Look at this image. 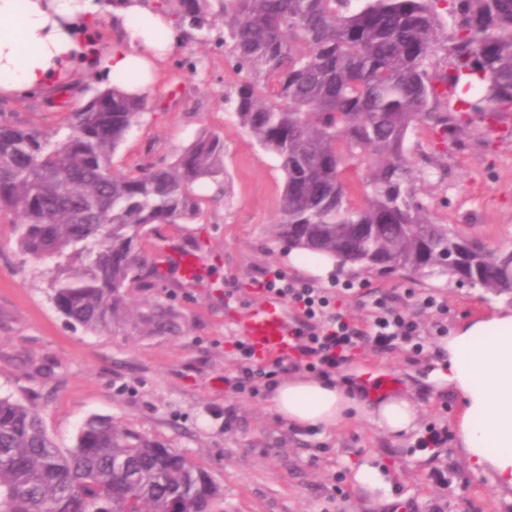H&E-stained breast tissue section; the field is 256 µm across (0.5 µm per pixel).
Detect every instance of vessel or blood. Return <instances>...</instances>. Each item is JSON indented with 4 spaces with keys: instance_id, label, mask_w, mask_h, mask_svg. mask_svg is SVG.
<instances>
[{
    "instance_id": "vessel-or-blood-1",
    "label": "vessel or blood",
    "mask_w": 512,
    "mask_h": 512,
    "mask_svg": "<svg viewBox=\"0 0 512 512\" xmlns=\"http://www.w3.org/2000/svg\"><path fill=\"white\" fill-rule=\"evenodd\" d=\"M157 258L161 266L175 267L183 280H195L200 274V258L178 246L161 247ZM236 332L246 339L255 355L265 359L287 355L296 344L288 304L274 294L264 295L250 306L238 319Z\"/></svg>"
}]
</instances>
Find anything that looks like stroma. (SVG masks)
I'll return each instance as SVG.
<instances>
[{"instance_id": "stroma-1", "label": "stroma", "mask_w": 512, "mask_h": 512, "mask_svg": "<svg viewBox=\"0 0 512 512\" xmlns=\"http://www.w3.org/2000/svg\"><path fill=\"white\" fill-rule=\"evenodd\" d=\"M239 81L214 41L180 42L160 63L144 114L112 158L120 174L171 163L204 131L224 141L226 198L204 204L193 223L156 225L142 243L149 260L162 244L197 250L203 276L185 282L169 270L126 296L143 309L170 306L175 331L147 335L122 321L93 333L69 320L52 300L53 283L78 268L79 258L59 264L32 259L18 246L12 215L0 214V395L38 410L61 448L73 447L83 422L98 416L180 450L221 488L211 512H512V501L472 473L455 442L417 445L430 426H452L461 407L434 379L438 337H428L426 351L414 358L400 350H363L343 371L356 381L370 369L400 378L399 392L416 403L420 418L399 438L359 414L333 428H294L279 419L270 397L237 396L225 388V377L235 373L233 319L257 299L253 278L265 269L312 278L290 262L287 241L272 234L283 173L277 158L238 125L226 101ZM109 86L87 72L63 94L0 98V122L51 136L64 112L80 109ZM407 147L417 171L416 195L434 218L489 249L512 250V115L498 130L472 121L437 146L428 133L414 134ZM329 285L337 310L351 319H366L371 294L387 291L427 328L436 316L417 301L437 295L448 304L444 323L452 332L497 301L444 278L384 275L352 265ZM228 406L236 413L229 427ZM361 464L381 469L391 485L389 503L354 484L352 469ZM337 483L344 496L334 500Z\"/></svg>"}]
</instances>
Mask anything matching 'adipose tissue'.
<instances>
[{"label": "adipose tissue", "instance_id": "1", "mask_svg": "<svg viewBox=\"0 0 512 512\" xmlns=\"http://www.w3.org/2000/svg\"><path fill=\"white\" fill-rule=\"evenodd\" d=\"M108 10L118 37L97 48L101 10ZM168 12L148 0H0V96L23 97L53 89L91 66L121 78L128 94L145 93L159 60L185 39ZM436 377L457 396L460 452L474 474H486L496 493L512 499V307L466 322L439 344ZM272 403L295 425L333 427L362 408L357 397L331 380L292 377L280 383ZM369 421L398 437L415 429L417 406L389 397L364 408Z\"/></svg>", "mask_w": 512, "mask_h": 512}]
</instances>
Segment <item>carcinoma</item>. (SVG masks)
Here are the masks:
<instances>
[{"label":"carcinoma","instance_id":"carcinoma-1","mask_svg":"<svg viewBox=\"0 0 512 512\" xmlns=\"http://www.w3.org/2000/svg\"><path fill=\"white\" fill-rule=\"evenodd\" d=\"M446 6L439 7L440 3ZM180 28L223 27L240 83L228 97L240 127L284 173L277 237L362 270L473 280L512 295V251L467 249L414 189L406 142L441 139L476 116L512 112V0H169ZM450 26L451 34L443 32ZM451 71H429L435 52ZM145 111L118 82L64 118L66 136L0 124V211L20 248L81 267L53 286L68 319L96 332L129 317L125 290L156 277L139 245L153 224L197 219L206 185L225 194L224 141L203 132L166 166L112 173V155ZM366 165L371 194L349 198L345 174ZM462 265L444 268L442 252ZM157 303L140 320L174 329ZM209 474L174 448L91 417L73 447L56 446L39 412L0 397V512H210Z\"/></svg>","mask_w":512,"mask_h":512}]
</instances>
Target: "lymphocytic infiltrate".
<instances>
[{"mask_svg":"<svg viewBox=\"0 0 512 512\" xmlns=\"http://www.w3.org/2000/svg\"><path fill=\"white\" fill-rule=\"evenodd\" d=\"M254 287L285 299L295 311L297 325L294 355L258 362L246 342L235 340L237 369L226 378L229 390L252 398L269 391L278 375L295 370L329 379L351 363L365 348L377 352L403 349L424 351L422 326L411 312L398 307L394 296L377 295L364 321L351 319L335 307L336 291L267 270L253 281Z\"/></svg>","mask_w":512,"mask_h":512,"instance_id":"1","label":"lymphocytic infiltrate"}]
</instances>
